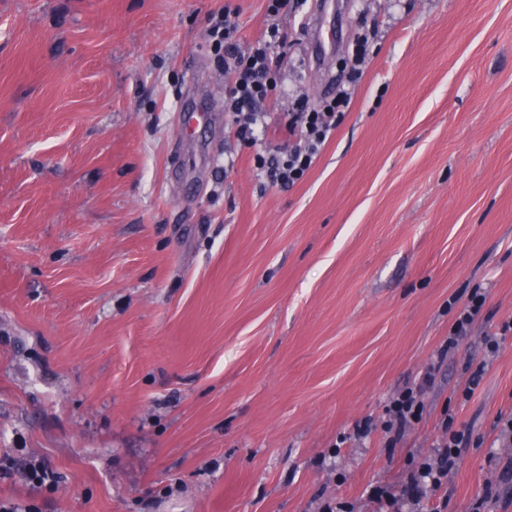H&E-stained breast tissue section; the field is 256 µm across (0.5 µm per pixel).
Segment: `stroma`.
<instances>
[{"instance_id": "stroma-1", "label": "stroma", "mask_w": 512, "mask_h": 512, "mask_svg": "<svg viewBox=\"0 0 512 512\" xmlns=\"http://www.w3.org/2000/svg\"><path fill=\"white\" fill-rule=\"evenodd\" d=\"M334 2L321 66L313 0L274 18L269 0H0L1 502L379 512L370 488L400 491L449 413L471 443L424 512H512V0ZM220 11L239 52L273 44L250 144ZM367 27L343 121L302 181L272 184L254 155L287 149L284 113L348 78ZM190 91L220 120L185 140ZM408 388L423 415L394 443L384 409ZM212 24L209 28L208 35L218 53L225 47L230 45L233 38V29L227 20H224V13H219L217 17L212 16ZM486 302V295L478 288L472 292L466 305L458 313L454 323L448 332L447 349L456 348L466 336L468 328L479 316Z\"/></svg>"}]
</instances>
